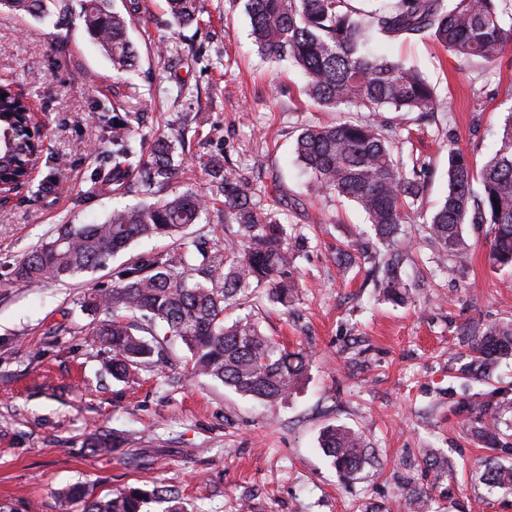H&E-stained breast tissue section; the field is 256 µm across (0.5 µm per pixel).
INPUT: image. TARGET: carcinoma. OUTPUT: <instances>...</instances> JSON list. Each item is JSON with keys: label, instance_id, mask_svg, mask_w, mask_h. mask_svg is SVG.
<instances>
[{"label": "carcinoma", "instance_id": "1", "mask_svg": "<svg viewBox=\"0 0 512 512\" xmlns=\"http://www.w3.org/2000/svg\"><path fill=\"white\" fill-rule=\"evenodd\" d=\"M352 0H245L251 34L258 49L275 62L288 61L305 77L304 93L313 105L334 111H438L435 86L415 67L378 50L400 37H430L464 62L495 63L512 45V0H382L360 10ZM179 27L198 20L200 0H167ZM19 18L56 17L68 24L69 0H0ZM138 0L126 12L111 0H82L80 17L88 39L103 50L112 69L125 73L137 52L128 29L138 14ZM26 119V104L12 88L0 85V181L15 186L26 181L39 160L37 144L17 135ZM112 151L98 158L99 176L112 177L114 190L134 185L154 200L112 211L101 224H61L56 232L17 267L15 277L36 286L61 281L104 266L107 260L143 239L169 238L174 247L141 254L112 270L113 285L95 293L87 308L101 311L89 335L111 354L109 370L120 381L135 379L146 368L168 364V344L188 350L191 372L202 375L266 406L274 407L297 392L308 378L310 356L289 350L266 336L250 315L225 322L224 312L241 309L252 289L269 287L283 306L293 298L292 259L283 248L286 225L255 200V189L225 165L224 155L206 162L215 196L224 197V220L237 225L234 237L210 244L188 236L210 200L192 191L167 194L184 140L158 135L144 151L127 127L117 120L109 131ZM296 160L309 173V191L354 202L366 215L376 237L392 242L409 223V210L423 193L421 169L394 153L393 141L370 121H343L301 129ZM489 226L490 254L500 268H512V113L491 156L477 170L468 155L448 147V191L439 208L425 221L429 240L441 258H462L469 249L463 226ZM403 254L394 251L384 263L379 291L400 305L410 299L402 275ZM512 357V321L490 324L467 339L459 371L479 382L499 360ZM512 401L482 406L478 435L488 450L504 444V416ZM94 454L114 448L108 434L93 433L86 441ZM319 445L344 477L356 475L367 463L361 436L330 425ZM424 463L432 487L448 479V461L434 452ZM480 479L492 491L512 485V470L486 459ZM82 502V512H143L151 501L170 503L165 512H183L178 493L161 488L149 492L130 487L111 497H96L83 485L63 492Z\"/></svg>", "mask_w": 512, "mask_h": 512}]
</instances>
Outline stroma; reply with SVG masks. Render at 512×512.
Wrapping results in <instances>:
<instances>
[{"label":"stroma","mask_w":512,"mask_h":512,"mask_svg":"<svg viewBox=\"0 0 512 512\" xmlns=\"http://www.w3.org/2000/svg\"><path fill=\"white\" fill-rule=\"evenodd\" d=\"M139 3L130 32L138 66L124 75L80 18L57 28L0 10V78L30 101L44 144L29 184L0 199V504L79 512L58 493L81 482L100 496L171 486L186 512H238L242 503L248 512H410L405 490L429 489L421 457L433 449L448 458V480L429 512H512V491L481 483L476 416L460 409L465 399L477 407L499 392L512 398V362L467 389L448 376V360L474 324L512 319V271L491 262L487 225L468 224L469 254L452 274L436 273L424 231L448 191L449 146L483 164L512 113V48L486 65L461 63L426 38L387 45L423 71L442 102L421 119L374 117L402 124L395 150L425 171L424 192L395 241L413 296L396 305L378 294L382 266L372 254L380 245L364 214L345 198L308 194L294 162L301 129L338 122L340 113L307 100L296 67L259 53L242 0H203L198 23L181 28L165 0ZM119 118L139 139L184 136L170 191L210 196L205 162L221 153L286 224L296 257L292 305L262 288L249 306L263 332L312 358L309 381L278 409L191 373L178 343L174 373L148 369L135 384L109 374L110 355L89 334L96 317L86 300L111 289L113 268L169 241H141L64 282L16 281L19 262L58 225L100 223L141 202L91 189ZM361 237L370 257L340 267V250ZM331 424L358 431L369 451L353 481L319 447ZM100 428L123 433L125 446L92 454L85 439Z\"/></svg>","instance_id":"35a3bbf8"}]
</instances>
